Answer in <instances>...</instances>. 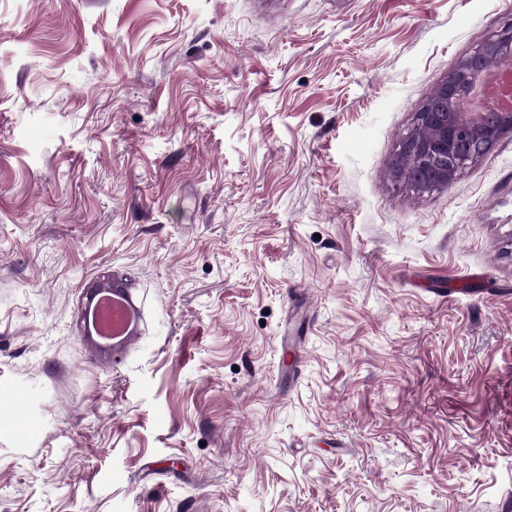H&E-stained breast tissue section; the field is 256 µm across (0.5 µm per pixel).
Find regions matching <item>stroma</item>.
<instances>
[{
	"label": "stroma",
	"mask_w": 512,
	"mask_h": 512,
	"mask_svg": "<svg viewBox=\"0 0 512 512\" xmlns=\"http://www.w3.org/2000/svg\"><path fill=\"white\" fill-rule=\"evenodd\" d=\"M511 16L0 0V512H512V134L392 177ZM104 291H110V289L102 288L100 291L101 292L100 295H98V297L96 298L94 303L89 305L88 308L86 309V320H87V323L89 326L91 338L96 344L106 346V347L112 346V344L113 345L123 344V343L127 342L132 337V333H133L134 325H135V308L131 302L127 301V305H128L130 315H131V319H130L131 325H130V329L128 330V332L125 335H123L120 339L113 340L112 337L100 335L96 331L94 323H93V311H94L99 299L105 295V294H102Z\"/></svg>",
	"instance_id": "35a3bbf8"
}]
</instances>
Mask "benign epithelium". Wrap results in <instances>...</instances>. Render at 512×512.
I'll return each mask as SVG.
<instances>
[{"instance_id": "1", "label": "benign epithelium", "mask_w": 512, "mask_h": 512, "mask_svg": "<svg viewBox=\"0 0 512 512\" xmlns=\"http://www.w3.org/2000/svg\"><path fill=\"white\" fill-rule=\"evenodd\" d=\"M512 55V19L494 37L463 59L426 97L411 131L401 140L393 176L420 192L448 186L468 164L485 157L506 133L512 112L463 115L452 110L460 87L472 83L487 60Z\"/></svg>"}]
</instances>
